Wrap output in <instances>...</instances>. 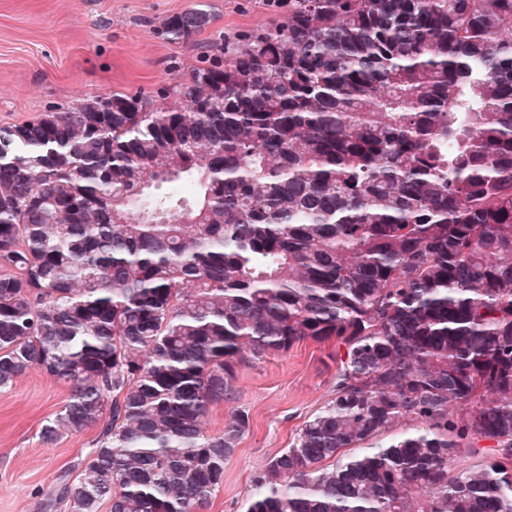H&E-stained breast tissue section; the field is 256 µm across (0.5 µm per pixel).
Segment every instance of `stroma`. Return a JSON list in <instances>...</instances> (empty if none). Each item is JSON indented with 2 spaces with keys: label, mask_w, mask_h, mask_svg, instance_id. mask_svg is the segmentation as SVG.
Returning a JSON list of instances; mask_svg holds the SVG:
<instances>
[{
  "label": "stroma",
  "mask_w": 512,
  "mask_h": 512,
  "mask_svg": "<svg viewBox=\"0 0 512 512\" xmlns=\"http://www.w3.org/2000/svg\"><path fill=\"white\" fill-rule=\"evenodd\" d=\"M194 0H0V126L115 91L158 101L162 87L201 66L217 35L233 40L286 20L270 0H206L213 21L190 47L165 38L172 15ZM334 342L304 341L259 364H239L235 398L215 406L208 433L244 412L250 428L224 466V486L198 512H241L254 473L289 447L298 429L332 397ZM70 395L68 385L33 370L0 390V512H41L57 476L89 450L97 431L64 433L44 445L39 432Z\"/></svg>",
  "instance_id": "35a3bbf8"
}]
</instances>
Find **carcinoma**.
Listing matches in <instances>:
<instances>
[{
    "label": "carcinoma",
    "instance_id": "cac0c4a2",
    "mask_svg": "<svg viewBox=\"0 0 512 512\" xmlns=\"http://www.w3.org/2000/svg\"><path fill=\"white\" fill-rule=\"evenodd\" d=\"M208 48L169 103L0 127V388L69 385L45 445L98 430L43 508L195 512L249 429L204 428L237 365L332 340L244 512H512V0H288Z\"/></svg>",
    "mask_w": 512,
    "mask_h": 512
}]
</instances>
